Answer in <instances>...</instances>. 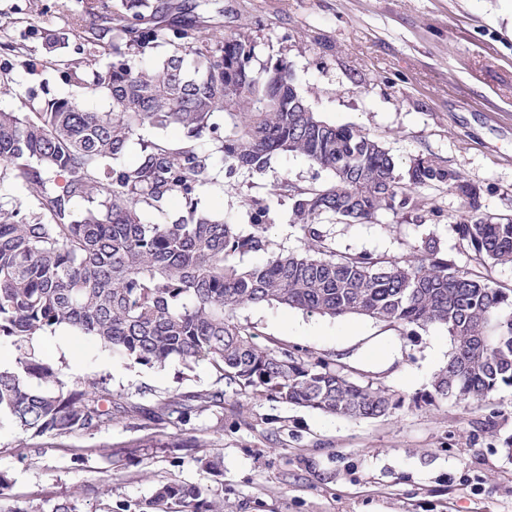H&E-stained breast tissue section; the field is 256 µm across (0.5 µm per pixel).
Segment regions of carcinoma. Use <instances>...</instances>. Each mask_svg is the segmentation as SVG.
<instances>
[{"instance_id": "carcinoma-1", "label": "carcinoma", "mask_w": 512, "mask_h": 512, "mask_svg": "<svg viewBox=\"0 0 512 512\" xmlns=\"http://www.w3.org/2000/svg\"><path fill=\"white\" fill-rule=\"evenodd\" d=\"M92 18L112 15V0H80ZM122 17L154 12L151 0H120ZM171 44L161 26H77L44 32L46 53L71 39L86 45V61L66 81L101 95L108 110H88L76 98L28 93L29 111L0 109V183L19 195L0 203V338L31 337L69 328L131 365L188 375L201 363L229 380L235 394L271 399L353 419L388 415L403 399L387 388L351 380L328 358L257 345L236 321L238 310L281 305L332 318L361 315L397 327L446 328L451 351L418 407L454 398L483 400L512 387V294L492 287L440 256L437 241L418 245L416 263L382 261L370 253L338 255L324 223L369 221L417 212L413 191L453 185L472 211L479 189L431 157L415 159L408 183L369 132L336 126L297 91L286 58H260L242 34L217 37L193 24ZM108 59L106 64L101 60ZM179 126L177 142L146 139V127ZM139 146L137 158L123 161ZM294 153L327 172L322 186L284 179L241 208L245 229L205 209L202 194L217 183L232 189L241 174H262L274 156ZM291 201L288 221L303 249H272L273 202ZM183 205L174 216L172 203ZM473 258L512 264V218L473 215L452 225ZM256 254L262 262H251ZM224 408V391L176 394L144 412L103 381L70 388L54 364L23 352L0 370V424L34 439L96 432L117 416L188 423L189 409ZM0 474V512H41L9 499ZM49 512H82L81 497L65 496ZM137 512H224V500L176 480L156 486Z\"/></svg>"}]
</instances>
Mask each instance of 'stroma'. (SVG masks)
Returning <instances> with one entry per match:
<instances>
[{"label":"stroma","instance_id":"35a3bbf8","mask_svg":"<svg viewBox=\"0 0 512 512\" xmlns=\"http://www.w3.org/2000/svg\"><path fill=\"white\" fill-rule=\"evenodd\" d=\"M164 21L171 28L193 23L206 34L245 32L263 59L288 58L314 111L381 140L399 172L418 157L436 158L479 188L481 212L512 215V0H220ZM76 22H89L79 0H0V71L17 88L0 94V108L19 110L20 94L32 90L107 110L105 98L70 86L44 49V30ZM284 179L309 187L329 176L302 156L282 155L264 174L240 177L236 194L214 187L202 203L245 225L240 199ZM416 196L426 221L384 213L328 225L337 253L416 261L414 244L430 236L456 265L512 290V265L474 263L459 243L452 226L468 204L454 188H421ZM236 320L258 345L332 359L351 379L394 391L403 406L355 420L262 394L237 397L208 364L186 378L175 362L129 367L90 338L72 332L63 345L49 332L35 352L58 364L68 386L103 377L146 408L176 393L220 389L224 406L194 409L185 426L117 418L92 435L40 439L37 453L2 424L0 473L10 495L46 510L78 492L84 512H97L90 490L102 482L111 484L117 508L175 479L223 498L224 512H512V456L503 446L512 436V388L478 403L412 402L447 361L444 327L402 329L267 304L239 311ZM184 429L196 447H174ZM205 456L221 457L222 475L200 470Z\"/></svg>","mask_w":512,"mask_h":512}]
</instances>
